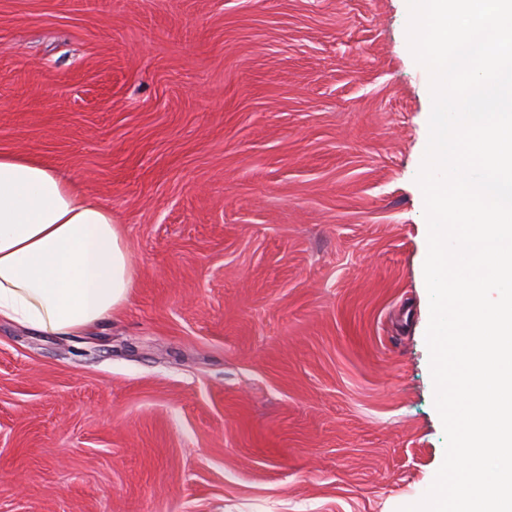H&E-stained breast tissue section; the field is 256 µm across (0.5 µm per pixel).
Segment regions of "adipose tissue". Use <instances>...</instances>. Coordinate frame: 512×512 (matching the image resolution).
<instances>
[{"label":"adipose tissue","mask_w":512,"mask_h":512,"mask_svg":"<svg viewBox=\"0 0 512 512\" xmlns=\"http://www.w3.org/2000/svg\"><path fill=\"white\" fill-rule=\"evenodd\" d=\"M134 284L111 210L35 155L0 151V322L82 334L122 309Z\"/></svg>","instance_id":"obj_1"}]
</instances>
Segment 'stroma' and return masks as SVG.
<instances>
[{
	"label": "stroma",
	"instance_id": "35a3bbf8",
	"mask_svg": "<svg viewBox=\"0 0 512 512\" xmlns=\"http://www.w3.org/2000/svg\"><path fill=\"white\" fill-rule=\"evenodd\" d=\"M407 0H0V150L110 208L77 336L0 323V512H399L445 456Z\"/></svg>",
	"mask_w": 512,
	"mask_h": 512
}]
</instances>
